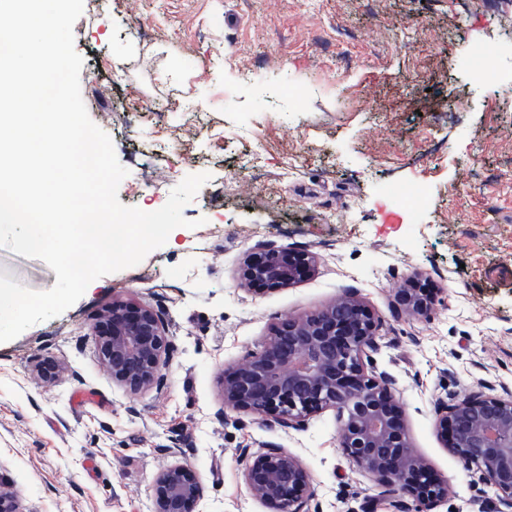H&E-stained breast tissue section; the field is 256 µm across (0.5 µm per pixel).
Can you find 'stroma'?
I'll use <instances>...</instances> for the list:
<instances>
[{"mask_svg":"<svg viewBox=\"0 0 512 512\" xmlns=\"http://www.w3.org/2000/svg\"><path fill=\"white\" fill-rule=\"evenodd\" d=\"M83 101L128 171L127 206L160 209L188 175L209 180L183 209L194 229L102 276L61 315L0 343V476L26 512H152L176 459L205 486L196 512H265L240 451L283 448L312 479L310 512H417L383 493L339 446L334 411L299 429L225 411L226 370L283 315L343 293L380 320L372 371L393 381L415 450L446 499L431 512H496L440 439L449 394L512 392V0H84L74 27ZM496 75L476 78L473 41ZM461 97L462 110L448 106ZM417 181L418 214L385 187ZM258 244L318 257L304 281L238 286ZM0 275L33 290L57 276L0 247ZM438 291L429 316L399 311L408 279ZM123 298L161 313L171 357L130 396L95 353L97 313ZM45 356L63 367L40 380Z\"/></svg>","mask_w":512,"mask_h":512,"instance_id":"obj_1","label":"stroma"}]
</instances>
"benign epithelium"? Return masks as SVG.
<instances>
[{
    "mask_svg": "<svg viewBox=\"0 0 512 512\" xmlns=\"http://www.w3.org/2000/svg\"><path fill=\"white\" fill-rule=\"evenodd\" d=\"M317 256L260 245L245 254L239 286L249 292L275 291L313 271ZM400 312L427 316L433 295L414 284L395 291ZM379 320L355 294L337 296L308 315L285 317L272 327L262 350L224 375V408L258 419L268 416L292 427L332 410L342 423L340 448L386 488L400 487L423 512L448 497V482L431 473L414 450L392 381L375 380L365 358L376 349ZM96 353L112 382L131 396L158 385L170 357L162 317L151 307L115 299L93 326ZM43 381L56 380L61 365L52 358L35 365ZM438 429L446 448L471 473L493 488L497 512H512V393H473L436 403ZM243 481L267 512H307L313 497L308 470L283 448H245ZM204 485L194 467L175 462L152 487L153 512H194ZM0 512H27L17 493L0 478Z\"/></svg>",
    "mask_w": 512,
    "mask_h": 512,
    "instance_id": "7a95c632",
    "label": "benign epithelium"
}]
</instances>
